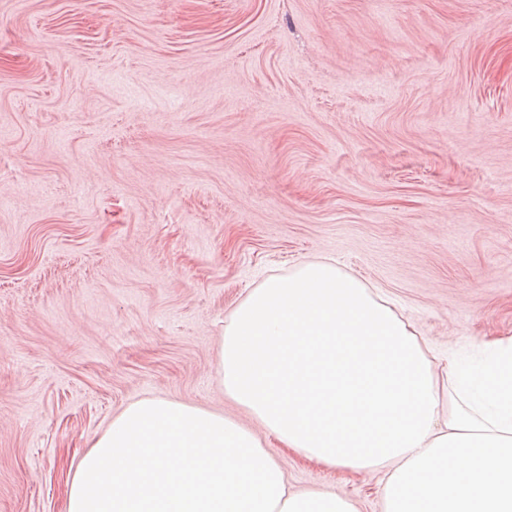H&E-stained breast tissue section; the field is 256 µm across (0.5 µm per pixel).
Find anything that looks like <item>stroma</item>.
<instances>
[{
    "label": "stroma",
    "mask_w": 512,
    "mask_h": 512,
    "mask_svg": "<svg viewBox=\"0 0 512 512\" xmlns=\"http://www.w3.org/2000/svg\"><path fill=\"white\" fill-rule=\"evenodd\" d=\"M321 258L438 367L512 337V0H0V512H64L140 399L254 427L224 321Z\"/></svg>",
    "instance_id": "35a3bbf8"
}]
</instances>
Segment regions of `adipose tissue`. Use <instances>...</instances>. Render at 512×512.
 <instances>
[{"mask_svg":"<svg viewBox=\"0 0 512 512\" xmlns=\"http://www.w3.org/2000/svg\"><path fill=\"white\" fill-rule=\"evenodd\" d=\"M437 371L432 351L325 259L272 276L224 321V393L302 458L385 470L383 512H512V339ZM66 512H359L340 492H293L234 419L143 399L68 480Z\"/></svg>","mask_w":512,"mask_h":512,"instance_id":"ef3b65f1","label":"adipose tissue"}]
</instances>
